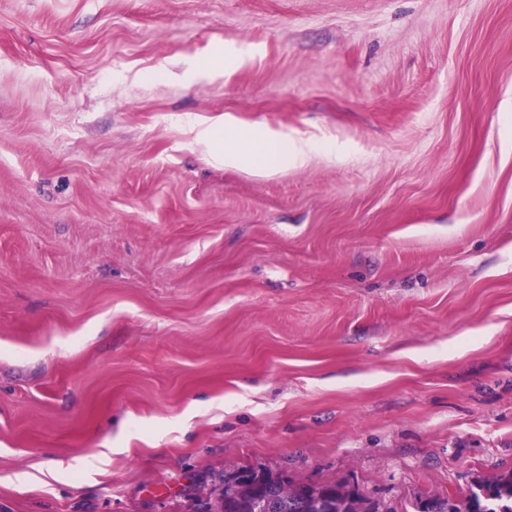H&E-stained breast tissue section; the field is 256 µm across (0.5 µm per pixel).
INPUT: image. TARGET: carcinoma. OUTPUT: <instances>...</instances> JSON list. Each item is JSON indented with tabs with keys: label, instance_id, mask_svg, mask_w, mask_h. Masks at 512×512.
Masks as SVG:
<instances>
[{
	"label": "carcinoma",
	"instance_id": "carcinoma-1",
	"mask_svg": "<svg viewBox=\"0 0 512 512\" xmlns=\"http://www.w3.org/2000/svg\"><path fill=\"white\" fill-rule=\"evenodd\" d=\"M224 469L205 499L206 512H255L257 499L263 512H389L379 501L366 496L347 480L318 484L270 469L252 470L250 485L234 481ZM420 512H512V471L474 483L461 501L430 497L417 505Z\"/></svg>",
	"mask_w": 512,
	"mask_h": 512
}]
</instances>
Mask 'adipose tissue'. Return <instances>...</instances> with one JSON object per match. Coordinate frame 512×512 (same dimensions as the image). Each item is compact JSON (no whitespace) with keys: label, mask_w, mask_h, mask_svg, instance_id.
<instances>
[{"label":"adipose tissue","mask_w":512,"mask_h":512,"mask_svg":"<svg viewBox=\"0 0 512 512\" xmlns=\"http://www.w3.org/2000/svg\"><path fill=\"white\" fill-rule=\"evenodd\" d=\"M207 138L225 163L245 165L261 174L272 173L287 164H303L309 152L306 144L289 140L284 134L241 130L229 117L222 125L210 129Z\"/></svg>","instance_id":"adipose-tissue-1"}]
</instances>
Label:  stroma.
I'll use <instances>...</instances> for the list:
<instances>
[{
  "instance_id": "stroma-1",
  "label": "stroma",
  "mask_w": 512,
  "mask_h": 512,
  "mask_svg": "<svg viewBox=\"0 0 512 512\" xmlns=\"http://www.w3.org/2000/svg\"><path fill=\"white\" fill-rule=\"evenodd\" d=\"M228 116L313 149L224 165ZM229 465L512 470V0H0V512Z\"/></svg>"
}]
</instances>
